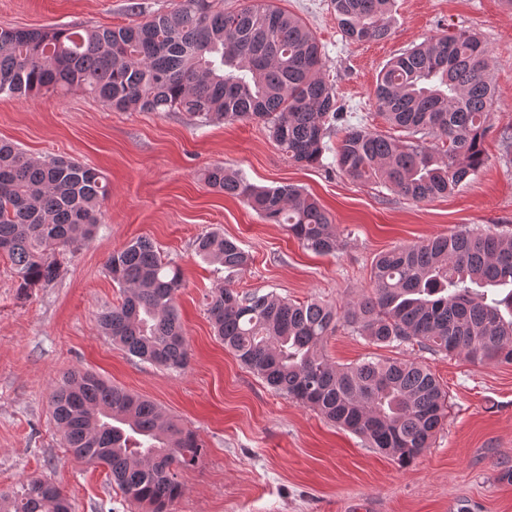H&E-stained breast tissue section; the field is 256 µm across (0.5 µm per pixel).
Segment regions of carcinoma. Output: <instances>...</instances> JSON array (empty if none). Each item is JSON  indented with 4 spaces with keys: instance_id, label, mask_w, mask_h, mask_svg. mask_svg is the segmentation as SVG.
<instances>
[{
    "instance_id": "obj_1",
    "label": "carcinoma",
    "mask_w": 512,
    "mask_h": 512,
    "mask_svg": "<svg viewBox=\"0 0 512 512\" xmlns=\"http://www.w3.org/2000/svg\"><path fill=\"white\" fill-rule=\"evenodd\" d=\"M332 6L352 44L383 40L396 24L395 0ZM491 65L485 44L468 30L391 58L375 99L379 116L405 132L401 139L344 124L334 88L320 73L317 38L273 0L230 11L223 0H180L119 27L0 30V95L82 91L109 109L260 122L289 161L304 167L322 163L325 138L341 123L336 168L415 202L454 194L483 164ZM204 181L283 225L307 249H338L336 225L300 187L256 186L222 165L208 168ZM109 193L95 168L64 158L35 162L0 139V253L15 266L19 288L57 278L55 252H75L92 237ZM196 251L229 272L253 262L216 231L201 234ZM105 266L122 290L121 301L100 316L106 335L141 361L184 368L179 268L145 237L111 252ZM371 280L369 295L342 313L319 300L234 288L212 295L207 313L224 348L270 388L407 462L442 426L447 391L414 361L369 357L338 367L323 343L343 327L379 347L416 343L471 362L512 364V234L464 228L394 247L377 255ZM50 406L76 458L107 468L125 499L145 512H170L182 495L178 469L201 454L192 430L90 372L67 374ZM0 512H72V503L53 482L31 476L0 491Z\"/></svg>"
}]
</instances>
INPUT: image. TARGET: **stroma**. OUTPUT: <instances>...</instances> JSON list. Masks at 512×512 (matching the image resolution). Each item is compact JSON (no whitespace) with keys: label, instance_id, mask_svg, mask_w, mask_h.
I'll use <instances>...</instances> for the list:
<instances>
[{"label":"stroma","instance_id":"stroma-1","mask_svg":"<svg viewBox=\"0 0 512 512\" xmlns=\"http://www.w3.org/2000/svg\"><path fill=\"white\" fill-rule=\"evenodd\" d=\"M180 0H0L1 29L128 24L136 12H164ZM319 41L323 74L350 125L400 136L378 114L374 90L393 56L459 29L477 33L493 59L497 99L484 139L485 162L453 195L414 202L381 185H360L336 168L333 146L321 164L299 167L250 121L214 123L186 112L107 109L82 92L0 98V139L36 161L70 157L102 171L110 194L93 238L60 256V274L20 294L14 266L0 254V490L30 476L59 486L75 512H141L103 468L62 445L50 394L74 370L99 375L181 419L203 448L181 469L184 493L171 512H512V364L472 363L416 345L379 347L338 330L324 351L346 365L378 356L429 368L448 392V417L413 461L368 448L312 407L278 395L225 350L206 315L207 294L229 286L317 299L338 308L371 289L377 254L464 228L512 229V10L503 0H396L389 38L350 44L331 0H274ZM221 164L249 182L293 183L330 213L340 245L305 250L282 225L241 200L213 193L203 171ZM217 230L248 251L242 272L195 252ZM150 238L183 274L177 306L189 361L173 371L129 356L103 332L100 314L120 300L105 271L109 253Z\"/></svg>","mask_w":512,"mask_h":512}]
</instances>
